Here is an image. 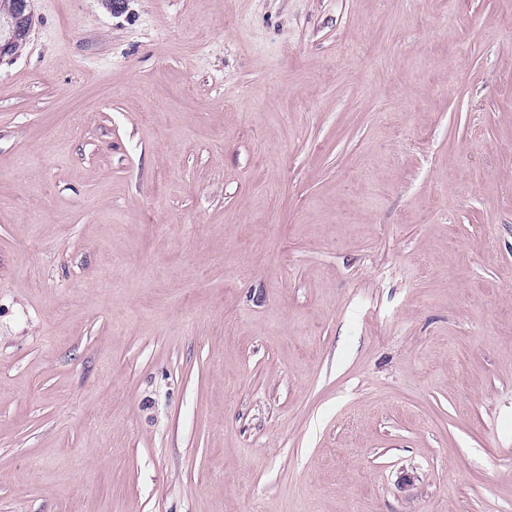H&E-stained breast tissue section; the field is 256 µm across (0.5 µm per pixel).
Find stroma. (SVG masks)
<instances>
[{"label":"stroma","instance_id":"obj_1","mask_svg":"<svg viewBox=\"0 0 512 512\" xmlns=\"http://www.w3.org/2000/svg\"><path fill=\"white\" fill-rule=\"evenodd\" d=\"M32 8L0 512H512V0Z\"/></svg>","mask_w":512,"mask_h":512}]
</instances>
